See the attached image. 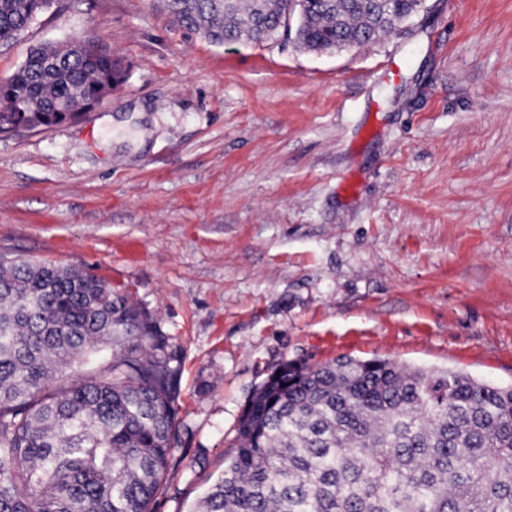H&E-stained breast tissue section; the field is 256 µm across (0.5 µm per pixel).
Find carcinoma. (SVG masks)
Here are the masks:
<instances>
[{"instance_id":"obj_1","label":"carcinoma","mask_w":512,"mask_h":512,"mask_svg":"<svg viewBox=\"0 0 512 512\" xmlns=\"http://www.w3.org/2000/svg\"><path fill=\"white\" fill-rule=\"evenodd\" d=\"M214 45L265 42L290 0H160ZM418 5L303 0L296 40L324 52L393 32ZM41 0H0V44ZM126 70L83 47L34 48L7 79L24 111L5 129L49 128L69 101ZM96 369L63 371L104 351ZM181 350L129 295L78 266L0 258V512H153L174 470ZM195 512H512V387L465 373L342 357L283 363L245 407L224 471Z\"/></svg>"}]
</instances>
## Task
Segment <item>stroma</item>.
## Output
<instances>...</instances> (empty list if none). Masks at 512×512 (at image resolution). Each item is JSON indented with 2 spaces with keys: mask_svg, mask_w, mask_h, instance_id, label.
Wrapping results in <instances>:
<instances>
[{
  "mask_svg": "<svg viewBox=\"0 0 512 512\" xmlns=\"http://www.w3.org/2000/svg\"><path fill=\"white\" fill-rule=\"evenodd\" d=\"M425 5L315 53L213 45L157 0H53L0 46V80L74 36L126 67L79 120L0 132V256L83 267L181 347L154 512H192L283 362L512 385V0Z\"/></svg>",
  "mask_w": 512,
  "mask_h": 512,
  "instance_id": "1",
  "label": "stroma"
}]
</instances>
